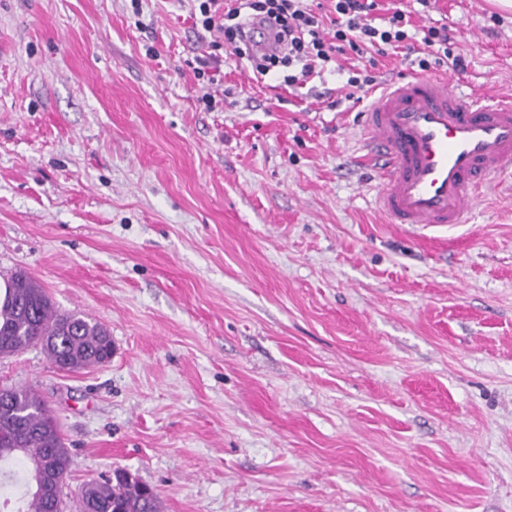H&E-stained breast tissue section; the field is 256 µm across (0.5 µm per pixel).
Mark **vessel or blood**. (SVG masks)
Here are the masks:
<instances>
[{"instance_id": "vessel-or-blood-1", "label": "vessel or blood", "mask_w": 512, "mask_h": 512, "mask_svg": "<svg viewBox=\"0 0 512 512\" xmlns=\"http://www.w3.org/2000/svg\"><path fill=\"white\" fill-rule=\"evenodd\" d=\"M366 162L392 224H461L477 192L512 178V96L414 75L372 92Z\"/></svg>"}]
</instances>
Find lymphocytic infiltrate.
Instances as JSON below:
<instances>
[{
	"instance_id": "lymphocytic-infiltrate-1",
	"label": "lymphocytic infiltrate",
	"mask_w": 512,
	"mask_h": 512,
	"mask_svg": "<svg viewBox=\"0 0 512 512\" xmlns=\"http://www.w3.org/2000/svg\"><path fill=\"white\" fill-rule=\"evenodd\" d=\"M192 17L214 40L231 47L238 57L247 59L255 80H263L288 68L284 81L303 86L319 76L328 64L352 53L364 56L368 51L406 49L419 42L416 58L420 71L427 72L444 64L465 72L467 63L454 51L455 43L447 26H426L421 38L409 29L410 15L393 9L384 18H376V0H332L331 17L311 8L308 0H193ZM260 22L279 45L278 53H258L243 37L245 22Z\"/></svg>"
}]
</instances>
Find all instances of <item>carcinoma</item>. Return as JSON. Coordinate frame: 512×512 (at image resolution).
<instances>
[{
  "mask_svg": "<svg viewBox=\"0 0 512 512\" xmlns=\"http://www.w3.org/2000/svg\"><path fill=\"white\" fill-rule=\"evenodd\" d=\"M32 344L41 345L63 372L112 360V338L103 325L78 313H57L45 290L19 272L0 304V355ZM5 464L13 469L0 481V489L19 478L20 512H56L62 488L40 489L38 477L46 471L67 473L70 455L48 405L30 389L0 387V470ZM79 499L81 512H159L156 490L124 468L85 483Z\"/></svg>",
  "mask_w": 512,
  "mask_h": 512,
  "instance_id": "cac0c4a2",
  "label": "carcinoma"
}]
</instances>
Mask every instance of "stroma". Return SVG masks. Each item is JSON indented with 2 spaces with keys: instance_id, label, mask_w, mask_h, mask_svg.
I'll return each instance as SVG.
<instances>
[{
  "instance_id": "35a3bbf8",
  "label": "stroma",
  "mask_w": 512,
  "mask_h": 512,
  "mask_svg": "<svg viewBox=\"0 0 512 512\" xmlns=\"http://www.w3.org/2000/svg\"><path fill=\"white\" fill-rule=\"evenodd\" d=\"M396 7L460 37L454 85L512 96V13ZM211 52L231 95L209 112ZM371 102L253 80L190 0H0V278L114 346L75 373L0 357L54 412L67 512L118 467L161 512H512V189L387 223ZM221 60L217 55H202L195 59L196 67H194V75L198 81L207 82L208 84H215L219 82L217 76L221 72Z\"/></svg>"
}]
</instances>
